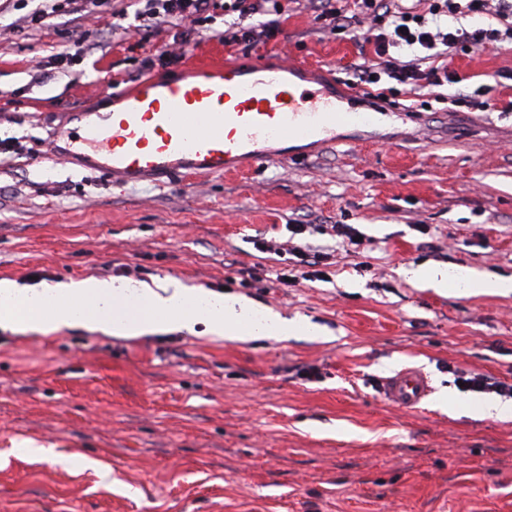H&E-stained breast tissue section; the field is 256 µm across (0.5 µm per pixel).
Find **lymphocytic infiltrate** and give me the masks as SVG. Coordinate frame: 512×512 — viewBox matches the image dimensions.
<instances>
[{
    "label": "lymphocytic infiltrate",
    "instance_id": "1",
    "mask_svg": "<svg viewBox=\"0 0 512 512\" xmlns=\"http://www.w3.org/2000/svg\"><path fill=\"white\" fill-rule=\"evenodd\" d=\"M271 4L274 19L254 22L264 4ZM135 20L143 31H152L173 20H189L202 25L217 8L237 14L242 21L240 39L252 46L267 44L274 35L277 17L286 15L284 0H135ZM314 23L332 32L354 30L373 55L356 64L353 72L359 85L368 87L371 97L387 100L386 88L377 87L376 77L387 76L410 93L457 85L453 103L470 109L485 108L484 97L491 86L481 89V97L462 90L465 80L449 63L457 53L467 54L487 48L512 46V0H428L417 9L401 5L400 0H318L314 6ZM479 15L491 18L487 27L474 30L460 26V19ZM254 244L260 252L290 251L293 261L280 269L278 284L296 286L303 281L327 280L329 256L307 245L284 248L276 240L260 237Z\"/></svg>",
    "mask_w": 512,
    "mask_h": 512
}]
</instances>
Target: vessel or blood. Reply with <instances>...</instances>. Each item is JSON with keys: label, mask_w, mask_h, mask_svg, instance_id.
<instances>
[{"label": "vessel or blood", "mask_w": 512, "mask_h": 512, "mask_svg": "<svg viewBox=\"0 0 512 512\" xmlns=\"http://www.w3.org/2000/svg\"><path fill=\"white\" fill-rule=\"evenodd\" d=\"M301 70L294 60L225 59L189 64L174 79L142 78L114 99L111 115L85 113L78 141L93 152L94 170L129 184L288 162L296 157L289 143L319 147L335 141L337 126L375 121L306 86ZM428 393L427 378L414 369L383 384L384 396L406 408Z\"/></svg>", "instance_id": "b4317fda"}]
</instances>
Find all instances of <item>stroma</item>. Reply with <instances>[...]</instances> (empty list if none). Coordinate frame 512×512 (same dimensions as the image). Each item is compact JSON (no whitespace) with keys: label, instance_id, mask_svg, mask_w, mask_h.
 <instances>
[{"label":"stroma","instance_id":"35a3bbf8","mask_svg":"<svg viewBox=\"0 0 512 512\" xmlns=\"http://www.w3.org/2000/svg\"><path fill=\"white\" fill-rule=\"evenodd\" d=\"M39 7L0 0V279L173 278L322 333L0 329V512H512V419L477 418L490 394L455 384L460 372L512 382V293H439L404 275L512 277V51L451 63L469 90L496 84L486 110L363 97L376 125L338 127L335 143L298 161L127 186L48 156L112 82L126 89L208 58L287 57L342 97L369 46L318 29L298 0L258 51L217 38L223 13L205 28L182 22L192 45L168 65L156 51L172 29L134 31L132 0H64L40 21ZM336 222L369 248L287 230ZM260 233L328 249L330 280L241 287L236 271L277 265L256 250ZM409 367L431 384L414 409L381 393ZM25 439L50 457L29 455ZM85 458L111 479L81 469Z\"/></svg>","mask_w":512,"mask_h":512}]
</instances>
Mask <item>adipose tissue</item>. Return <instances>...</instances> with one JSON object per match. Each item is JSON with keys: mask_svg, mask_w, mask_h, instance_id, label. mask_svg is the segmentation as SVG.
I'll use <instances>...</instances> for the list:
<instances>
[{"mask_svg": "<svg viewBox=\"0 0 512 512\" xmlns=\"http://www.w3.org/2000/svg\"><path fill=\"white\" fill-rule=\"evenodd\" d=\"M410 280L439 291L512 292V279H484L463 269L420 267L409 270ZM207 333L230 341L258 337L316 335L304 325L260 307L235 294L193 290L173 279L133 282L89 277L54 285L19 286L0 280V328L47 334L63 328H86L107 335L138 337L157 332Z\"/></svg>", "mask_w": 512, "mask_h": 512, "instance_id": "1", "label": "adipose tissue"}]
</instances>
